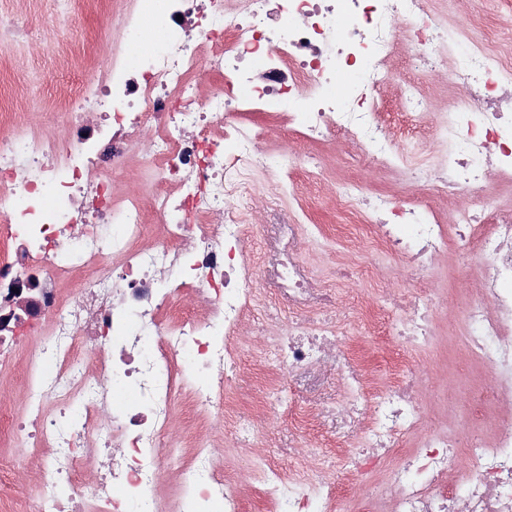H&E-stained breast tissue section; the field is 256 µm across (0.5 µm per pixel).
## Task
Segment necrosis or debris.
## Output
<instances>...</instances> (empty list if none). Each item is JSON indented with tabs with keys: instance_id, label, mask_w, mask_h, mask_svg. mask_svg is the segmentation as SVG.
Returning <instances> with one entry per match:
<instances>
[{
	"instance_id": "4bbe7bcc",
	"label": "necrosis or debris",
	"mask_w": 512,
	"mask_h": 512,
	"mask_svg": "<svg viewBox=\"0 0 512 512\" xmlns=\"http://www.w3.org/2000/svg\"><path fill=\"white\" fill-rule=\"evenodd\" d=\"M108 24L122 39L103 69L71 85L69 139L0 112V308L19 289L32 300L0 322V369L22 351L30 361L24 408L0 420V439H26L41 461L30 512H244L246 485L261 512H348L355 501L377 512L381 499L389 512H512V420L491 436L429 425L424 371L409 359L391 364L384 385L368 378L298 244L313 233L294 203L309 163L291 143L268 149L269 126L255 120L345 141L367 174L403 177L399 198L354 182L335 193L366 251L400 271L393 294L359 316L390 321L399 346H427L437 308L419 283L441 255H463L482 286L462 311V340L497 399L511 401L512 208L486 188L512 179V47L466 34L429 0H126ZM400 52L461 91L444 111L413 86L401 91L402 111L432 123L427 149L445 147L436 166L409 157L382 118ZM438 194L466 213L442 222ZM151 219L160 232L146 246ZM253 224L277 229L260 264L244 259ZM87 266L69 297L63 281ZM269 283L288 316L264 303ZM190 297L201 314L185 311ZM260 304L264 317L251 321ZM248 350L265 382L251 415L237 396ZM326 368L341 402L302 404L300 382ZM182 398L205 435L180 437ZM323 422L350 428L351 440L303 474L284 475L260 451L271 426L300 439ZM219 426L232 442L221 454L207 437ZM412 433L420 447L402 448ZM178 439L171 481L162 450ZM100 456L104 471L85 480ZM377 467L387 470L381 498L352 499L342 480Z\"/></svg>"
}]
</instances>
